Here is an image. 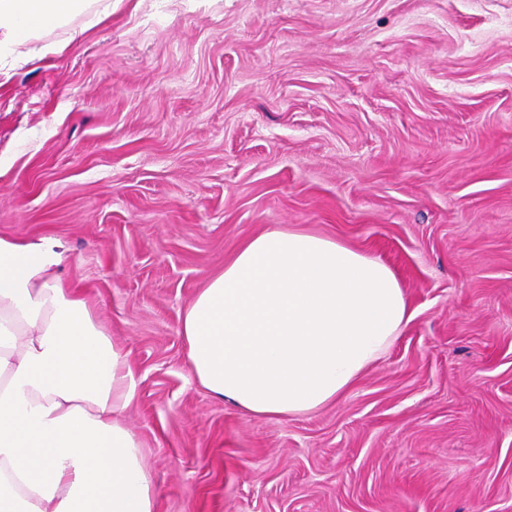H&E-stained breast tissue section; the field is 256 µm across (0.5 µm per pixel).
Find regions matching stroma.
Here are the masks:
<instances>
[{
  "mask_svg": "<svg viewBox=\"0 0 512 512\" xmlns=\"http://www.w3.org/2000/svg\"><path fill=\"white\" fill-rule=\"evenodd\" d=\"M0 69V236L125 345L158 512H512V0H112ZM285 224L413 318L336 402L248 415L182 318Z\"/></svg>",
  "mask_w": 512,
  "mask_h": 512,
  "instance_id": "1",
  "label": "stroma"
}]
</instances>
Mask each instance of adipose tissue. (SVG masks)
<instances>
[{"label":"adipose tissue","mask_w":512,"mask_h":512,"mask_svg":"<svg viewBox=\"0 0 512 512\" xmlns=\"http://www.w3.org/2000/svg\"><path fill=\"white\" fill-rule=\"evenodd\" d=\"M104 0H0V60ZM56 244L0 236V512H156L121 422L136 384L121 344L58 275ZM393 271L301 227L247 240L187 307L192 378L253 416L340 398L412 320Z\"/></svg>","instance_id":"ef3b65f1"}]
</instances>
